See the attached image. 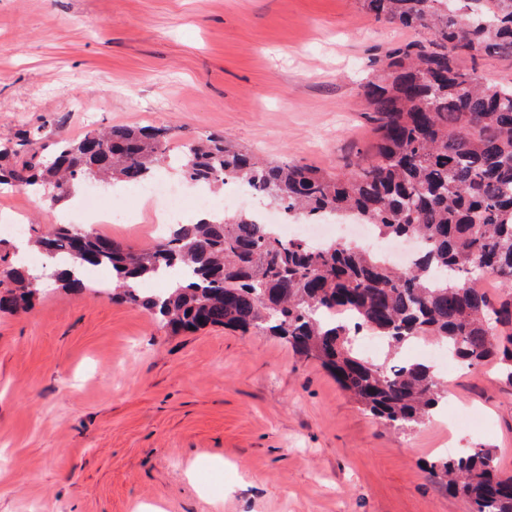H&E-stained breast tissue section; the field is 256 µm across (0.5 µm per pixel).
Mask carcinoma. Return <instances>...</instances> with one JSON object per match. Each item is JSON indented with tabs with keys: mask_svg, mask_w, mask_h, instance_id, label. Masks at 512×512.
<instances>
[{
	"mask_svg": "<svg viewBox=\"0 0 512 512\" xmlns=\"http://www.w3.org/2000/svg\"><path fill=\"white\" fill-rule=\"evenodd\" d=\"M362 9L422 37L391 48L365 88L377 139L348 170L264 162L228 138L187 139L176 161L184 179L221 188L243 181L298 219L352 218L383 238H413L422 249L398 268L348 243L282 242L270 224L242 213L177 224L155 246L129 249L96 231L53 224L32 238L54 260L55 283L87 288L102 267L124 283L112 298L172 332L223 326L284 338L317 360L385 426L411 429L448 395L432 366H393L362 356L355 343L375 334L398 350L420 341L448 347L467 368L499 365L512 384V84L485 83L466 62L512 57V0H359ZM175 133L155 126L92 129L60 141L48 158L0 147V185L53 191L61 201L80 183L144 184ZM0 312L32 307L36 271L0 253ZM179 272L178 286L145 294L141 281ZM490 276L492 296L473 283ZM428 474L462 495L471 512H512V475L489 448L438 458Z\"/></svg>",
	"mask_w": 512,
	"mask_h": 512,
	"instance_id": "cac0c4a2",
	"label": "carcinoma"
}]
</instances>
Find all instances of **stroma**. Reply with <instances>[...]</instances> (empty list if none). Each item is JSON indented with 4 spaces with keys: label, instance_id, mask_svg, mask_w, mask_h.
Returning a JSON list of instances; mask_svg holds the SVG:
<instances>
[{
    "label": "stroma",
    "instance_id": "stroma-1",
    "mask_svg": "<svg viewBox=\"0 0 512 512\" xmlns=\"http://www.w3.org/2000/svg\"><path fill=\"white\" fill-rule=\"evenodd\" d=\"M411 37L357 0H0V138L169 126L342 171L374 138L375 59ZM81 197L1 190L0 214L76 226ZM161 207L101 230L149 248ZM89 278L0 313V512H470L426 463L485 447L512 473V386L494 364L437 362L447 404L388 429L285 340L175 334L114 302L111 273Z\"/></svg>",
    "mask_w": 512,
    "mask_h": 512
}]
</instances>
